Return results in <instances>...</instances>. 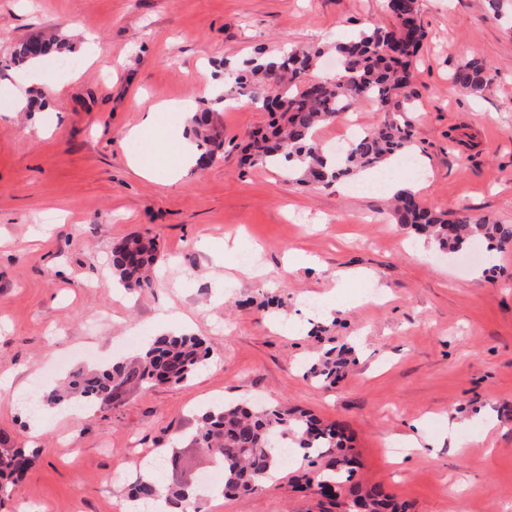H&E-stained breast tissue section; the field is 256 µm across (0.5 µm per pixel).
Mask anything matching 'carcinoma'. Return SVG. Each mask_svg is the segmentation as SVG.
<instances>
[{
	"mask_svg": "<svg viewBox=\"0 0 512 512\" xmlns=\"http://www.w3.org/2000/svg\"><path fill=\"white\" fill-rule=\"evenodd\" d=\"M391 23L361 29L353 38L335 45L340 67L329 79L312 71L324 54L321 46L295 48L282 57L259 48L232 74L235 92L258 100L271 114L269 128L250 136L245 152L250 165L264 166L279 156L288 159L292 177L326 188L362 171L374 172L412 152L413 131L407 122L391 119L352 139L341 152H330L316 138L319 127L341 119L353 107L370 103L387 110L405 93L411 65L426 38L419 18V0H386ZM74 52L65 39L53 34L23 41L13 63L24 66L49 55L64 58ZM453 82L467 93H477L492 80V67L470 60L452 74ZM196 141L195 166L203 168L223 151L224 140L215 113L203 108L193 114ZM393 221L413 230L450 254L466 252L485 243L488 247L512 245V224L477 218L467 210L454 219L425 206L416 193L401 189L394 195ZM155 248L134 236L112 249V277L128 290L154 287ZM210 359L203 339L188 333H166L129 360L115 361L93 371L77 370L64 383L42 387L47 403L67 408L74 404L94 407L113 400L129 387L158 383L184 384ZM346 361L324 352L311 360L306 375L333 383ZM193 441L223 463L224 495L246 497L262 489L271 472L283 466L281 449L291 448L308 462L295 476L298 483L325 499L321 512H413L414 505L399 501L381 483L355 479L359 462L349 452V436L337 423H325L314 414L279 403L256 408L246 400L231 399L211 405L201 415ZM47 448H13L0 440V501L9 497L31 461ZM197 488L138 479L127 494L137 503L158 498L188 512Z\"/></svg>",
	"mask_w": 512,
	"mask_h": 512,
	"instance_id": "1",
	"label": "carcinoma"
}]
</instances>
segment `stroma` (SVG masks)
Wrapping results in <instances>:
<instances>
[{
  "instance_id": "stroma-1",
  "label": "stroma",
  "mask_w": 512,
  "mask_h": 512,
  "mask_svg": "<svg viewBox=\"0 0 512 512\" xmlns=\"http://www.w3.org/2000/svg\"><path fill=\"white\" fill-rule=\"evenodd\" d=\"M420 9L428 36L396 117L414 128L421 172L396 179L435 210L512 224V7ZM390 21L385 0H0V86L18 72L17 43L49 25L82 60L44 65L67 78L59 93L36 81L24 110L0 101V374L13 377L0 437L51 449L0 512H125L124 486L108 476L135 450L176 455L168 481L203 484L213 461L191 440L199 414L240 397L344 424L360 476L416 512L512 507V245L450 256L391 223L388 194L243 165L267 113L205 92L222 83L225 57L331 45ZM473 58L497 71L479 95L449 79ZM163 101L218 112L223 157L138 175L125 134ZM135 234L154 238L160 277L116 299L108 260ZM228 237L239 248L224 255ZM291 250L311 264L288 265ZM341 271L354 280L340 283ZM166 306L178 320H160ZM170 330L200 336L210 370L123 392L76 420L22 406L33 387L134 355ZM343 346L355 357L345 376L331 386L306 377L314 353ZM415 429L423 450L393 462L388 446ZM293 475L209 512H318Z\"/></svg>"
}]
</instances>
